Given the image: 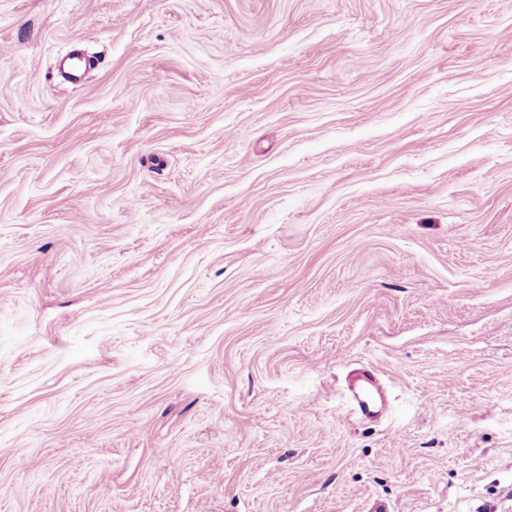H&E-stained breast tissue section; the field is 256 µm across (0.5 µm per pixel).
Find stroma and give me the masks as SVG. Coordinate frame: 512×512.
Here are the masks:
<instances>
[{
  "label": "stroma",
  "instance_id": "35a3bbf8",
  "mask_svg": "<svg viewBox=\"0 0 512 512\" xmlns=\"http://www.w3.org/2000/svg\"><path fill=\"white\" fill-rule=\"evenodd\" d=\"M378 502L512 512V0H0V512ZM349 413L357 420H370L382 416L386 402L380 389L365 375L353 377L346 393Z\"/></svg>",
  "mask_w": 512,
  "mask_h": 512
}]
</instances>
